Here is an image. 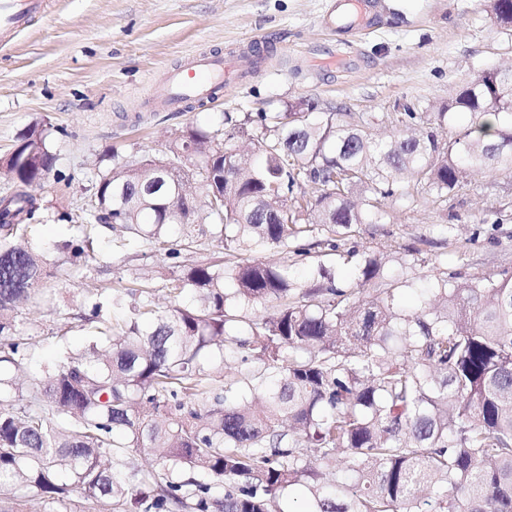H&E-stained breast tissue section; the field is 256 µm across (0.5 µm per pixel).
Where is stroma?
Here are the masks:
<instances>
[{
  "mask_svg": "<svg viewBox=\"0 0 512 512\" xmlns=\"http://www.w3.org/2000/svg\"><path fill=\"white\" fill-rule=\"evenodd\" d=\"M333 0H50L45 15L0 48V159L35 123L49 128L56 173L36 196L40 217L30 240L50 270L69 268L59 245L93 197L96 173L112 152L128 160L161 154L170 134L192 124L224 129V117L282 112L300 100L320 112L374 117L392 128L400 112H433L483 71L512 61V28L489 14L486 0H386L379 27L337 43L319 25ZM199 50H243L255 63L211 103L182 112H150L145 104L168 70ZM505 207L509 220L483 223ZM378 224L339 240L340 251L383 254L386 275L407 281L413 297L426 279L499 277L512 272V173L473 178L446 200L423 189L386 202ZM336 266L339 283L358 275L357 262L340 264L323 249L289 255L295 283L311 281L317 262ZM173 273L163 256L102 231L94 258L77 280L54 279V310L38 314L31 333V375L59 355L56 335L72 344L86 336L75 315L82 292L132 286L147 274L155 301L168 308L162 284Z\"/></svg>",
  "mask_w": 512,
  "mask_h": 512,
  "instance_id": "1",
  "label": "stroma"
}]
</instances>
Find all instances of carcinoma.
Instances as JSON below:
<instances>
[{"label": "carcinoma", "instance_id": "cac0c4a2", "mask_svg": "<svg viewBox=\"0 0 512 512\" xmlns=\"http://www.w3.org/2000/svg\"><path fill=\"white\" fill-rule=\"evenodd\" d=\"M475 84L381 135L340 112L227 114L225 137L187 126L161 155L112 154L62 244L73 268L102 224L178 264L170 230L193 243L196 212L189 198L164 206L173 182L209 195L203 221L224 260L170 277L167 311L148 285L86 290L88 344L59 337L60 358L34 378L18 317L51 296L28 221L56 157L29 126L3 167L20 190L0 199V487L51 512L75 495L100 512H275L297 492L303 512H512V273L435 278L406 309L380 254H363L349 286L320 263L301 292L288 264L242 257L335 252V235L381 223L406 183L442 197L511 171L512 66ZM459 114L469 124L439 141L433 126ZM258 305L271 311L242 315ZM226 358L249 368L223 382L213 360Z\"/></svg>", "mask_w": 512, "mask_h": 512}]
</instances>
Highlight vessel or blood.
<instances>
[{
    "instance_id": "b4317fda",
    "label": "vessel or blood",
    "mask_w": 512,
    "mask_h": 512,
    "mask_svg": "<svg viewBox=\"0 0 512 512\" xmlns=\"http://www.w3.org/2000/svg\"><path fill=\"white\" fill-rule=\"evenodd\" d=\"M44 8V0H0V39L25 28L29 19ZM379 0H334L320 25L335 34L338 42H349L356 34L378 24ZM249 69L246 53H198L180 68L168 71L149 108L181 111L187 100L212 99L225 79L243 80Z\"/></svg>"
}]
</instances>
